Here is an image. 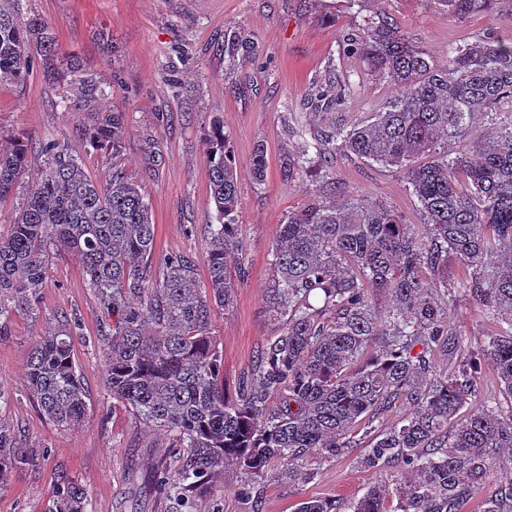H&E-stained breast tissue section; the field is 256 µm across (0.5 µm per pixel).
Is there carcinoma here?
<instances>
[{"mask_svg": "<svg viewBox=\"0 0 512 512\" xmlns=\"http://www.w3.org/2000/svg\"><path fill=\"white\" fill-rule=\"evenodd\" d=\"M16 0H0V83H21L35 63L64 81L79 110L102 94L100 83L76 61L60 71V49L50 21L25 18ZM457 18L493 0H433ZM347 52L368 74L397 92L365 123L333 126L314 135L316 149H338L369 163L396 166L412 186L423 228L389 206L348 190L330 172L315 175L309 200L280 224L272 248V316L283 330L262 345L240 376L236 394L224 391L221 353L210 328L217 308L233 303L247 271L237 221L239 194L233 149L213 121L206 138L210 198L207 284L191 257L155 254V225L142 188L117 166L123 115L104 112L85 129L93 146L112 150V170L92 178L68 150L47 143L40 176L0 238V326L14 315H34L48 271L50 249L76 253L102 307L105 381L112 398L139 421L168 432L182 450L169 491L187 508L211 475L234 465L263 475L272 463L292 481L306 475L310 455L345 456L368 438L359 464L366 470L409 468L415 478L395 489L399 512H461L485 491L483 512H512V481L489 485L495 460L512 459V414L469 408L475 364H456L462 337L448 327L442 289L448 255L470 270L467 291L500 317L487 356L503 397L512 401V44L491 38L460 44L440 63L400 28L373 18L343 35ZM224 51L254 58L252 39L224 29ZM486 119L490 135L474 133L455 154L448 142ZM427 157L420 164L418 159ZM28 162L21 140L0 149V201L14 194ZM305 153L288 156V176L308 173ZM253 176L266 178L263 146L254 151ZM377 293L391 304L372 305ZM66 326L41 337L27 378L44 413L61 426L81 422L87 396ZM448 356L437 369L433 352ZM398 403L411 412L391 426L372 428ZM31 462L29 449L0 423V485ZM388 489L373 486L353 502L311 499L298 512H388ZM48 512H92L88 493L69 483Z\"/></svg>", "mask_w": 512, "mask_h": 512, "instance_id": "cac0c4a2", "label": "carcinoma"}]
</instances>
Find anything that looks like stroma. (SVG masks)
Listing matches in <instances>:
<instances>
[{
	"mask_svg": "<svg viewBox=\"0 0 512 512\" xmlns=\"http://www.w3.org/2000/svg\"><path fill=\"white\" fill-rule=\"evenodd\" d=\"M23 16L51 21L63 52L76 53L108 95L98 108L122 113L121 165L145 195L155 224V252L190 256L206 277V227L214 223L204 137L213 120L224 123L238 164L239 233L248 277L232 305L216 310L211 332L224 355V388L234 395L241 374L263 343L282 329L269 317L271 250L288 211L307 199L308 177L286 178L289 155L306 152L313 167L328 166L337 181L366 199L392 206L408 224L424 218L402 172L333 151L308 149L317 129L345 128L365 120L396 92L368 76L346 53L343 32L362 17L385 15L413 43L444 61L449 48L494 33L512 42V7L499 0L492 13L458 20L432 0H19ZM242 27L258 44L260 62L224 52V28ZM348 79L353 93L325 110L312 106V89ZM62 84L34 68L24 83L0 84V140L18 137L28 164L17 193L0 202V237L7 236L23 199L43 168L41 148L52 142L80 158L92 178H103L112 156L84 140L93 118L63 108ZM264 146L267 175L256 184L250 161ZM468 273L448 261V319L465 354L480 359L475 407L497 405L512 413L497 375L484 361L487 340L498 329L465 288ZM78 316L74 358L88 398L84 420L61 427L49 419L27 388V357L45 329L61 316ZM102 309L87 284L79 257L54 252L39 292L38 311L0 329V422L30 449L33 461L14 470L0 488V512H45L66 483L83 487L92 512H185L155 482L158 468L175 472L169 435L135 418L113 401L105 384L102 346L96 336ZM309 479L288 482L249 476L232 466L210 479L197 512H296L307 499L354 501L375 485L396 487L413 475L404 469L360 468L354 456L309 457Z\"/></svg>",
	"mask_w": 512,
	"mask_h": 512,
	"instance_id": "35a3bbf8",
	"label": "stroma"
}]
</instances>
